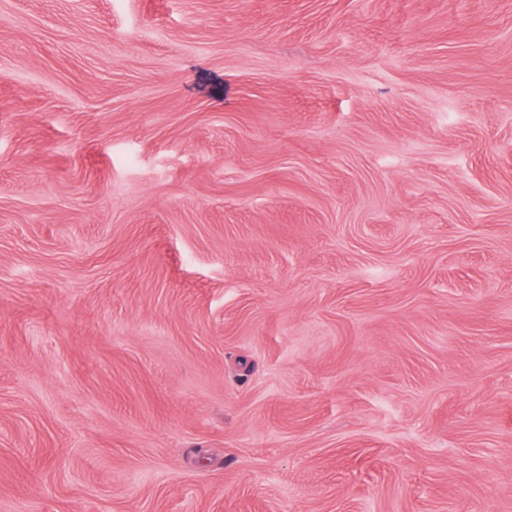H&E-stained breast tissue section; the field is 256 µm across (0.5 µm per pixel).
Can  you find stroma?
Masks as SVG:
<instances>
[{
    "instance_id": "1",
    "label": "stroma",
    "mask_w": 512,
    "mask_h": 512,
    "mask_svg": "<svg viewBox=\"0 0 512 512\" xmlns=\"http://www.w3.org/2000/svg\"><path fill=\"white\" fill-rule=\"evenodd\" d=\"M0 512H512V0H0Z\"/></svg>"
}]
</instances>
